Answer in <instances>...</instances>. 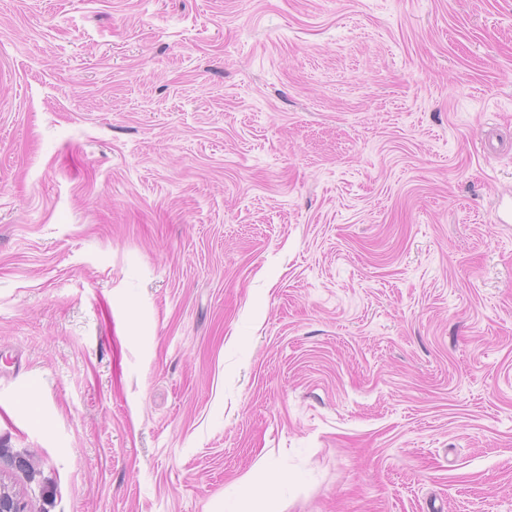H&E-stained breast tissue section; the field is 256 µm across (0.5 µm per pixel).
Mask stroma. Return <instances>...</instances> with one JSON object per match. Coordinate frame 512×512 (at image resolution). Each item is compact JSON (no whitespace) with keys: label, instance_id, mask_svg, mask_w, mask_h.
Segmentation results:
<instances>
[{"label":"stroma","instance_id":"obj_1","mask_svg":"<svg viewBox=\"0 0 512 512\" xmlns=\"http://www.w3.org/2000/svg\"><path fill=\"white\" fill-rule=\"evenodd\" d=\"M278 474L512 512V0H0V486Z\"/></svg>","mask_w":512,"mask_h":512}]
</instances>
